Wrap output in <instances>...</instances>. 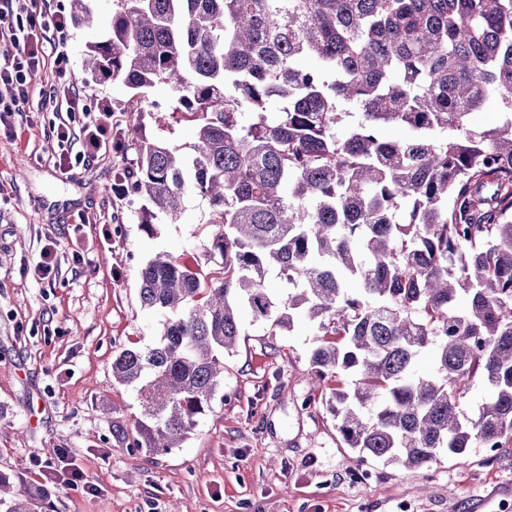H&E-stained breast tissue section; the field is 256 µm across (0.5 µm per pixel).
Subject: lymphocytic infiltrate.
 Masks as SVG:
<instances>
[{
    "label": "lymphocytic infiltrate",
    "instance_id": "lymphocytic-infiltrate-1",
    "mask_svg": "<svg viewBox=\"0 0 512 512\" xmlns=\"http://www.w3.org/2000/svg\"><path fill=\"white\" fill-rule=\"evenodd\" d=\"M72 18L58 11L37 12L31 0H0V44L13 47L0 62V126L12 128L16 112L29 98L33 78L51 69L54 80L48 101L57 118L53 127L58 145L55 164L63 175L98 155L119 152L121 134L112 122L109 105L90 110L68 68L64 51L48 54L52 37H65Z\"/></svg>",
    "mask_w": 512,
    "mask_h": 512
}]
</instances>
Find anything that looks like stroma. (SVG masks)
<instances>
[{"label":"stroma","instance_id":"35a3bbf8","mask_svg":"<svg viewBox=\"0 0 512 512\" xmlns=\"http://www.w3.org/2000/svg\"><path fill=\"white\" fill-rule=\"evenodd\" d=\"M90 4L96 25L71 28L65 44L89 105L109 104L125 138L189 148L194 124L172 115L166 86L136 97L85 74L86 46L106 36L113 0ZM52 80L47 70L33 81L14 118L20 139L0 133V473L50 486L45 512H512V440L412 470L355 466L325 405L333 383L311 372L314 329L304 320L282 331L243 313L218 397L183 447L148 457L117 442L113 422L138 402L114 382L112 356L159 334L158 315L139 300L138 270L164 252L209 276L211 209L186 188L178 222L154 217L151 236L143 200L111 190L116 155L61 176ZM49 243L57 270L42 279L35 267ZM50 448L66 449L97 494L64 487L62 462L46 472Z\"/></svg>","mask_w":512,"mask_h":512}]
</instances>
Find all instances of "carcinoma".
Here are the masks:
<instances>
[{"instance_id":"cac0c4a2","label":"carcinoma","mask_w":512,"mask_h":512,"mask_svg":"<svg viewBox=\"0 0 512 512\" xmlns=\"http://www.w3.org/2000/svg\"><path fill=\"white\" fill-rule=\"evenodd\" d=\"M72 4L92 23L87 0ZM84 67L164 84L195 122L189 154L122 143L132 178L112 191L174 223L192 183L220 258L209 278L167 254L138 272L162 320L154 346L112 359L138 400L116 431L126 447L167 453L191 436L242 308L274 329L312 323L311 369L336 378L326 406L360 462L415 469L512 439V0H113ZM491 99L501 124L475 125ZM388 126L410 136L388 140ZM272 270L291 292L268 287ZM476 378L490 395L472 418L459 400ZM46 500L20 487L0 512Z\"/></svg>"}]
</instances>
